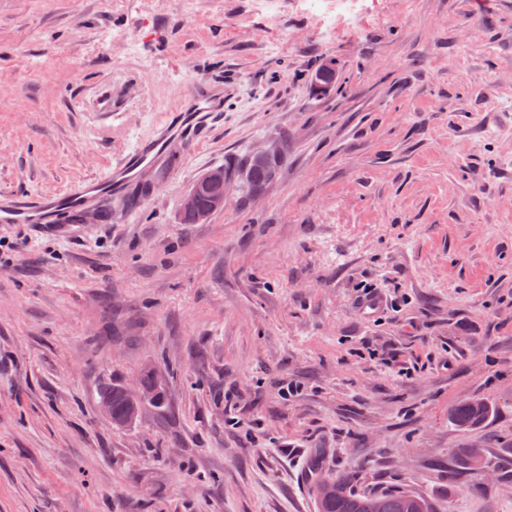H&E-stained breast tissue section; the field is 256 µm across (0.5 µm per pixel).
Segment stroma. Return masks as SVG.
<instances>
[{
  "label": "stroma",
  "instance_id": "35a3bbf8",
  "mask_svg": "<svg viewBox=\"0 0 512 512\" xmlns=\"http://www.w3.org/2000/svg\"><path fill=\"white\" fill-rule=\"evenodd\" d=\"M199 79L224 109L149 198L0 224V512H316L346 472L512 512V0H0V195L103 176ZM271 139L259 196L179 223ZM148 366L165 406L113 428L100 389ZM306 5V9L312 13L327 14V3L335 1L337 16L345 20H353L356 16L355 2L359 0H302ZM222 174L224 177L217 175L213 178L212 181L215 182H222L225 180L231 181L232 175L229 174V172L221 167L212 169L208 171L207 173L203 174L201 177L197 179V181L193 184L191 189L188 191V193L184 199V204L187 208L183 205V200L180 204L179 211H178V219L179 223L182 224H199L204 221H206L213 213H215L218 210H221L219 208L215 207L214 200L212 198L211 193L203 190L201 188L202 183L209 178L213 174ZM197 187H200V190L197 191L195 195V200L193 195L191 194L194 190H196ZM190 194V195H189ZM194 202V204H193ZM489 413L490 407L483 399H474L453 407L451 418L461 429L466 430L481 424Z\"/></svg>",
  "mask_w": 512,
  "mask_h": 512
}]
</instances>
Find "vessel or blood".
Segmentation results:
<instances>
[{"instance_id":"b4317fda","label":"vessel or blood","mask_w":512,"mask_h":512,"mask_svg":"<svg viewBox=\"0 0 512 512\" xmlns=\"http://www.w3.org/2000/svg\"><path fill=\"white\" fill-rule=\"evenodd\" d=\"M190 99L189 111L177 113L157 137L137 143L106 178L87 182L64 193L0 197V224L52 228L77 217L89 207L108 205L113 196L126 193L136 185L146 170L153 168L158 175H166L162 157L170 137L176 135L187 142L194 140L205 128L210 113L217 109L210 82H194Z\"/></svg>"}]
</instances>
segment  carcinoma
Segmentation results:
<instances>
[{"label": "carcinoma", "instance_id": "obj_1", "mask_svg": "<svg viewBox=\"0 0 512 512\" xmlns=\"http://www.w3.org/2000/svg\"><path fill=\"white\" fill-rule=\"evenodd\" d=\"M219 173L224 179L232 180V175L221 167L203 174L191 187L196 192L194 204L187 208L180 206L178 219L181 224H199L218 211L211 193L201 189L202 183L211 175ZM270 167L260 166L249 159L245 174L234 182L235 190L241 195L259 191L269 181ZM142 397L131 399L121 383L115 382L100 392V400L112 408V426L128 427L134 424L141 408L146 404H164L165 391L154 370L141 371ZM490 407L482 399L460 403L452 408L451 418L462 429H470L481 424L489 416ZM318 512H444L443 506L432 498L400 488L381 491H367L357 486L355 478L349 474L338 475L320 481L316 487Z\"/></svg>", "mask_w": 512, "mask_h": 512}]
</instances>
